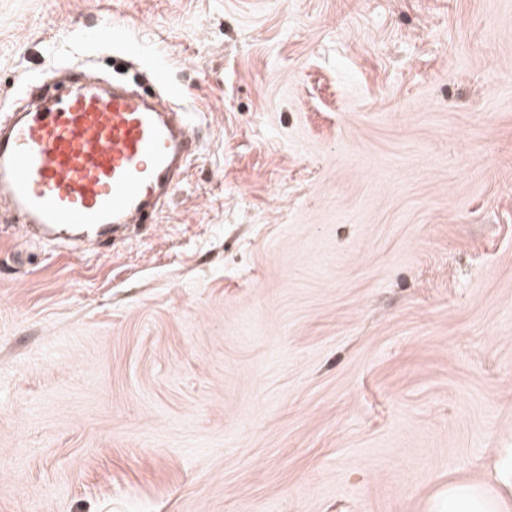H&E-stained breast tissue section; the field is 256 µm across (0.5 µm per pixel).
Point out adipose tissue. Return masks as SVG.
I'll return each mask as SVG.
<instances>
[{"instance_id": "obj_1", "label": "adipose tissue", "mask_w": 512, "mask_h": 512, "mask_svg": "<svg viewBox=\"0 0 512 512\" xmlns=\"http://www.w3.org/2000/svg\"><path fill=\"white\" fill-rule=\"evenodd\" d=\"M448 512H512V448L498 450L488 483H449Z\"/></svg>"}]
</instances>
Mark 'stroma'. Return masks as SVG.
Listing matches in <instances>:
<instances>
[{"instance_id": "stroma-1", "label": "stroma", "mask_w": 512, "mask_h": 512, "mask_svg": "<svg viewBox=\"0 0 512 512\" xmlns=\"http://www.w3.org/2000/svg\"><path fill=\"white\" fill-rule=\"evenodd\" d=\"M92 65L201 149L94 259L0 209V512H438L488 480L512 0H0L1 117Z\"/></svg>"}]
</instances>
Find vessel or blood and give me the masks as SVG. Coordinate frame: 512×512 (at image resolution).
<instances>
[{
    "instance_id": "b4317fda",
    "label": "vessel or blood",
    "mask_w": 512,
    "mask_h": 512,
    "mask_svg": "<svg viewBox=\"0 0 512 512\" xmlns=\"http://www.w3.org/2000/svg\"><path fill=\"white\" fill-rule=\"evenodd\" d=\"M197 152L193 129L122 89L76 80L0 124V204L42 242L112 245L149 226Z\"/></svg>"
}]
</instances>
